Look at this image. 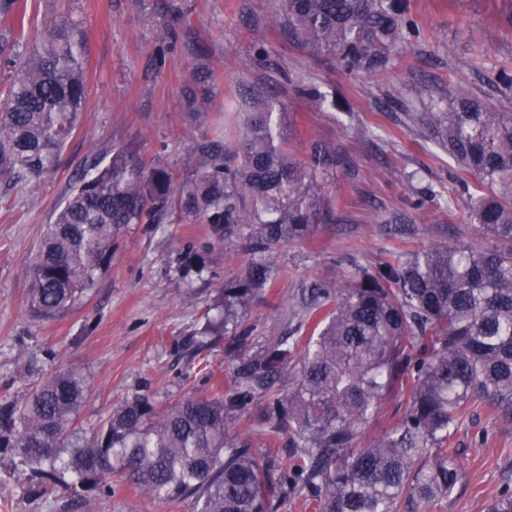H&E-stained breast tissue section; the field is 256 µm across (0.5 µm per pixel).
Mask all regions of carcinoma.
<instances>
[{"label":"carcinoma","instance_id":"1","mask_svg":"<svg viewBox=\"0 0 512 512\" xmlns=\"http://www.w3.org/2000/svg\"><path fill=\"white\" fill-rule=\"evenodd\" d=\"M288 36L312 54L351 66L384 56L417 34L400 0H283ZM85 41L73 23H55L20 60L0 101V181L36 184L54 167L86 100ZM486 85L512 91L504 66L482 72ZM253 101L235 140H193L198 164L175 181L157 160L145 168L126 148L108 162L92 156L26 264L27 307L54 319L96 284L112 263L115 239L129 224L173 216L211 225L217 243L245 236L263 255L300 243L319 222L335 221L324 182L343 164L336 148L315 142L306 160L289 148L287 112ZM195 118L206 98L190 89ZM448 105L403 110L427 140L474 176L458 223L479 228L491 246L454 238L365 267L345 282L312 289L317 315L300 348L285 341L245 355L223 394L167 405L136 394L113 406L88 436L76 417L87 379L76 368L42 375L22 402L0 401V458L21 455L44 498L65 484L78 496L131 483L162 502L194 501L197 512H276L288 493L317 512H430L459 483L455 454L444 447L462 411L479 403L512 411V113L448 79ZM274 269L256 261L219 288L224 321L259 295ZM288 377V388L275 384ZM259 392L270 403L241 427L240 411ZM407 392L402 418L359 444L377 405ZM287 449L289 463L253 452V433Z\"/></svg>","mask_w":512,"mask_h":512}]
</instances>
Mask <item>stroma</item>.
Returning <instances> with one entry per match:
<instances>
[{"label":"stroma","instance_id":"obj_1","mask_svg":"<svg viewBox=\"0 0 512 512\" xmlns=\"http://www.w3.org/2000/svg\"><path fill=\"white\" fill-rule=\"evenodd\" d=\"M418 36L395 43L389 60L346 69L330 54L312 56L289 42L275 22L281 0H18L25 26L0 17V99L21 58L49 21L78 25L86 36V102L53 170L39 185L0 182V400H24L34 381L30 358L44 369L75 367L87 377L78 413L91 430L115 404L134 394L174 401L228 390L244 355L269 343L309 335L302 292L311 282L350 273L348 255L376 264L417 250L443 233L461 231L485 243L478 228H458L443 193L463 173L420 128L405 126L401 105L426 111L416 90H441L459 79L504 112L512 100L483 86L474 59L512 61V0H400ZM211 78L207 123L196 122L184 90L198 65ZM286 107L294 150L327 141L349 160L337 168L326 195L333 224L270 254L276 270L268 288L237 309V326L206 336L221 317V284L239 279L256 254L247 239L211 247L210 227L190 218L145 230L132 224L115 242L111 268L65 314L42 321L26 307L25 263L37 251L53 211L84 175L91 154L116 146L143 162L160 156L178 178L191 176L192 141L232 132L245 106L239 87ZM323 95L309 108L304 89ZM424 209H416V201ZM207 249L206 264L189 263ZM249 327L237 342L238 327ZM448 448L462 477L432 512H487L512 494V411L475 405L451 428ZM28 467L0 460V512H196L192 501L163 504L126 483L108 496L72 498L67 490L31 499Z\"/></svg>","mask_w":512,"mask_h":512}]
</instances>
